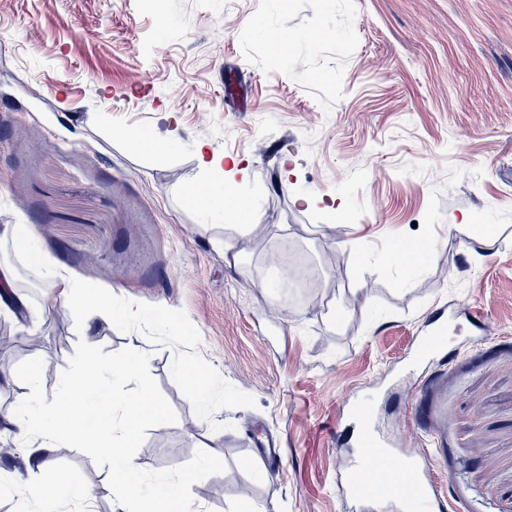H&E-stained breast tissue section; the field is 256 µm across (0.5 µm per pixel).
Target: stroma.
<instances>
[{"label": "stroma", "instance_id": "stroma-1", "mask_svg": "<svg viewBox=\"0 0 512 512\" xmlns=\"http://www.w3.org/2000/svg\"><path fill=\"white\" fill-rule=\"evenodd\" d=\"M137 127L174 151L117 138ZM246 163L251 225L187 207L196 145ZM296 173L281 182L283 159ZM306 196L320 205L303 204ZM29 225L51 262L112 296L92 331L0 240V264L39 351L0 350V415L48 360L44 399L87 354L143 355L165 409L132 453L142 493L192 469L181 493L206 512H399L337 489L352 457L349 400L371 393L376 431L430 458L456 512H512V0H0V230ZM492 247L471 251L476 225ZM50 234H43V227ZM243 243L228 266L217 238ZM424 242L425 264L389 265ZM289 244L298 262L274 276ZM479 308L446 358L417 342L443 314ZM210 373L208 416L180 364ZM422 396L423 426L403 406ZM275 434L283 470L251 465ZM220 470L205 468L210 454ZM53 471L100 485L108 463L81 445Z\"/></svg>", "mask_w": 512, "mask_h": 512}]
</instances>
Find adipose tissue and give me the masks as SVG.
Instances as JSON below:
<instances>
[{"label": "adipose tissue", "instance_id": "ef3b65f1", "mask_svg": "<svg viewBox=\"0 0 512 512\" xmlns=\"http://www.w3.org/2000/svg\"><path fill=\"white\" fill-rule=\"evenodd\" d=\"M196 156L208 177L186 189L184 198L199 211L221 212L236 222H247L252 205L232 192L241 171L239 161L225 163L204 142L197 145ZM8 236L31 264L45 268L63 308L80 317L84 327H91L98 316L115 313L111 296L80 287L63 272L47 266L28 225H13ZM139 368V361L128 358L103 361L86 356L64 381L59 397L36 412L31 404L40 394L42 367L29 366L24 392L18 395L11 415L0 422L16 430L17 451L24 462L23 473L7 481L11 495L20 503L38 507L39 512H59L60 503L66 501L79 502L82 512H93L94 502L109 494L116 496L118 506L139 504L140 512H188L186 500L173 494L170 487L190 484L195 472H181L172 480L159 479L151 497L141 496L140 467L131 449L144 423L164 424L166 415L148 387H140L134 396L122 400L112 397L114 386L135 377ZM76 444L94 448L105 457L110 464L109 477L95 489L61 478L56 494H48L46 477L53 464L52 451Z\"/></svg>", "mask_w": 512, "mask_h": 512}]
</instances>
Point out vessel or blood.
Returning a JSON list of instances; mask_svg holds the SVG:
<instances>
[{"instance_id":"vessel-or-blood-1","label":"vessel or blood","mask_w":512,"mask_h":512,"mask_svg":"<svg viewBox=\"0 0 512 512\" xmlns=\"http://www.w3.org/2000/svg\"><path fill=\"white\" fill-rule=\"evenodd\" d=\"M374 400L363 401L354 414L361 424L356 439L357 453L349 465L346 494L356 502L396 504L400 512H452L453 505L422 463L414 458L400 460L373 429L370 419ZM252 459L269 475H276L279 461L269 443L252 444Z\"/></svg>"}]
</instances>
